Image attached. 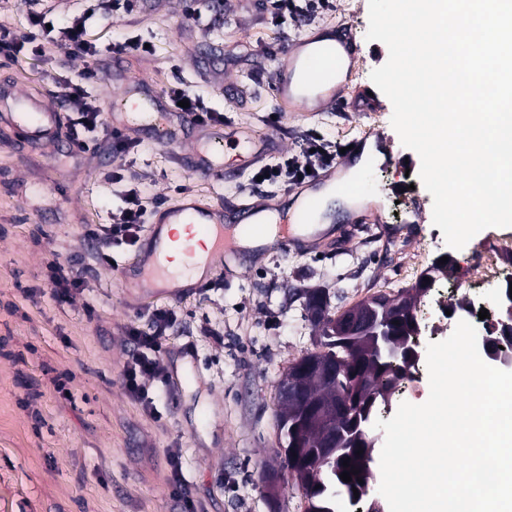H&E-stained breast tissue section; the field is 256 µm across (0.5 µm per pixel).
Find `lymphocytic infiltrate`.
<instances>
[{
	"label": "lymphocytic infiltrate",
	"mask_w": 512,
	"mask_h": 512,
	"mask_svg": "<svg viewBox=\"0 0 512 512\" xmlns=\"http://www.w3.org/2000/svg\"><path fill=\"white\" fill-rule=\"evenodd\" d=\"M140 0H90L89 6L76 11L67 25L54 26V12L43 7L41 0H28L29 19L33 27L42 30L44 44L36 45V52H43L45 45L65 49L74 58L91 55L94 51L87 39V32L97 19L127 15L134 12ZM92 70L83 71L77 81L65 83L62 99L70 112V145L74 154L81 155L94 149L98 134L109 131L107 118L101 112L88 87L93 83ZM112 152L125 157L138 149L133 139L117 131H109ZM337 153L331 150L321 136L308 132L301 145L299 156H281L275 164L258 168L264 182L295 185L309 180L311 174L336 164ZM148 209L143 202L139 188H128L123 197L122 207L112 215L107 224H97L88 231L97 245V264L108 266L113 262V248L137 243L138 234L146 221ZM151 328L141 331L129 329L131 347L124 364L123 381L127 392L149 413H156L157 407L150 394V384L162 377V359L168 331L175 324L176 315L167 309H155L149 314Z\"/></svg>",
	"instance_id": "f902f5d3"
}]
</instances>
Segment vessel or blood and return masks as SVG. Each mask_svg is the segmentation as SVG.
Listing matches in <instances>:
<instances>
[{"instance_id":"b4317fda","label":"vessel or blood","mask_w":512,"mask_h":512,"mask_svg":"<svg viewBox=\"0 0 512 512\" xmlns=\"http://www.w3.org/2000/svg\"><path fill=\"white\" fill-rule=\"evenodd\" d=\"M284 55L272 79L275 99L303 107L311 103L316 111H331L338 79L356 63L346 32L331 31L327 42L314 48L302 41L290 42ZM119 106V112L112 115L113 128L148 132L160 144L181 143L187 130H195L197 137L188 150L190 168L217 179L234 175L224 161L226 144L240 147L252 163L262 162L280 148L271 138L231 137L222 126L201 123L195 114L174 111L170 104L137 96L131 89L122 94ZM16 122L33 143L48 146L57 139L59 112L42 99L28 98L26 113ZM329 182L336 183L344 196L359 191L358 180L339 182L329 173L302 185L295 193L294 206L287 208L257 197L216 204L197 194H186L152 212L139 254L123 272L139 278L142 287L160 282L171 294L180 295L191 285L165 263L166 252L173 246H180L187 265L200 264L207 269L253 243L285 253L300 249L306 241L299 236V228L312 223L322 207L321 192Z\"/></svg>"}]
</instances>
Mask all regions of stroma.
Wrapping results in <instances>:
<instances>
[{
    "label": "stroma",
    "instance_id": "obj_1",
    "mask_svg": "<svg viewBox=\"0 0 512 512\" xmlns=\"http://www.w3.org/2000/svg\"><path fill=\"white\" fill-rule=\"evenodd\" d=\"M270 7L269 0H232L229 22L199 28L186 0H143L137 12L96 24V55L74 59L52 47L0 53V86L61 110L62 86L88 68L100 101L139 82L159 94L180 82L225 124L275 137L287 154L298 153L311 129L344 145L372 129L393 153L360 170L358 209L343 198L326 200L327 229L308 250L242 255L218 265L206 286L171 298L123 280L120 266L137 254L124 246L114 252L115 266L96 269L60 303L46 286L48 263L91 266L87 231L110 222L128 187H138L151 209L186 192L284 205L287 188L254 185L252 167L232 152L226 161L235 177L214 181L175 162L185 146L173 149L141 132L137 152L126 158L112 154L104 133L97 151L73 156L63 111L61 134L43 148L0 119V512H180L169 482L172 449L197 512H304L288 480L271 489L261 474L275 462L278 380L292 361L318 349L305 291L325 289L336 313L414 286L417 276L407 273L414 258L428 267L449 254L453 270L437 289L454 304L481 294L488 312L498 313L499 290L479 287L471 255L489 237L512 236V227L484 229L450 249L432 221L420 158L391 124L390 100L380 97L374 112L355 106L356 86L370 84L388 59L385 44L366 38L368 0H333L323 14L285 30L265 22ZM325 25L347 30L359 49V73L337 88L334 111L281 108L271 82L283 46ZM134 42L148 52L131 50ZM269 47L275 56L266 55ZM116 167L124 179L114 184L107 176ZM396 184L411 186V194L396 196ZM160 307L174 309L178 322L164 379L151 385L154 417L127 394L123 364L128 328L147 327V311Z\"/></svg>",
    "mask_w": 512,
    "mask_h": 512
}]
</instances>
